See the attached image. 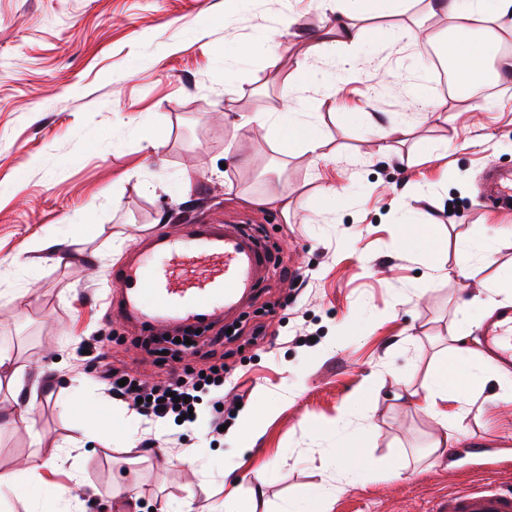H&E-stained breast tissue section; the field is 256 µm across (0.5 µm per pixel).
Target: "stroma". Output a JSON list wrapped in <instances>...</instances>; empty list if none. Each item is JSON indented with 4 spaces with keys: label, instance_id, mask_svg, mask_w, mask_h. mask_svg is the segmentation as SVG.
Returning <instances> with one entry per match:
<instances>
[{
    "label": "stroma",
    "instance_id": "obj_1",
    "mask_svg": "<svg viewBox=\"0 0 512 512\" xmlns=\"http://www.w3.org/2000/svg\"><path fill=\"white\" fill-rule=\"evenodd\" d=\"M421 17L416 6L364 20L354 67L325 105L317 89L283 99L298 62L333 69L315 0H0V348L11 357L0 368V471L39 455L46 489L34 504L0 492V512H165L185 501L195 512H286L300 489L324 486L335 490L327 512H432L512 466L511 386L490 380L431 411L409 396L425 392L458 322L471 326L476 361L483 326L512 304L498 288L512 269V208L489 207L480 187L486 167L512 170V80L481 98L443 95L403 35ZM286 18L274 55L239 57ZM419 87L445 112L415 102ZM305 103L328 142L317 163L277 154L252 121ZM144 121L159 151L141 142ZM329 185L346 196H322ZM282 192L285 215L267 202ZM190 223L247 228L271 259L188 350L117 316L107 294L136 241ZM51 230L68 240L62 257L31 248ZM257 325L266 336L254 340ZM99 336L109 361L148 382L223 365V436L169 423L155 430V454L126 438L131 410L86 369ZM15 369L24 389L7 384ZM73 377L96 419L71 402ZM260 405L267 414L237 451ZM91 425L111 446L67 453ZM447 425L457 442L434 457ZM341 448L365 463L356 483L337 481Z\"/></svg>",
    "mask_w": 512,
    "mask_h": 512
}]
</instances>
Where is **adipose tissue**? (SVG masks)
<instances>
[{
  "label": "adipose tissue",
  "mask_w": 512,
  "mask_h": 512,
  "mask_svg": "<svg viewBox=\"0 0 512 512\" xmlns=\"http://www.w3.org/2000/svg\"><path fill=\"white\" fill-rule=\"evenodd\" d=\"M417 3L426 16L441 14L453 20L452 35L442 46L457 62L461 86L470 87L491 76L512 75V56H491L488 47L473 38L481 24L489 29H512V0H320L323 11L330 14L322 43L347 53L365 35L358 20L400 14ZM252 120L271 131L273 147L279 154L300 152L315 160L324 158L327 142L311 113L293 112L284 120L276 112H258ZM478 378L475 368L462 371L457 362L444 360L434 371L425 402L434 406L437 400L447 399L452 390L467 394Z\"/></svg>",
  "instance_id": "adipose-tissue-1"
}]
</instances>
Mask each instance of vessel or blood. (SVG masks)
Returning a JSON list of instances; mask_svg holds the SVG:
<instances>
[{
	"label": "vessel or blood",
	"mask_w": 512,
	"mask_h": 512,
	"mask_svg": "<svg viewBox=\"0 0 512 512\" xmlns=\"http://www.w3.org/2000/svg\"><path fill=\"white\" fill-rule=\"evenodd\" d=\"M483 179L498 203L512 201V173L490 167ZM266 256L248 234L220 224H188L176 236L150 233L112 277L117 308L147 329L167 321L194 327L218 318L253 288ZM484 333L487 348L512 362V310L497 312ZM436 512H512V473L501 472L486 485L449 495Z\"/></svg>",
	"instance_id": "vessel-or-blood-1"
}]
</instances>
